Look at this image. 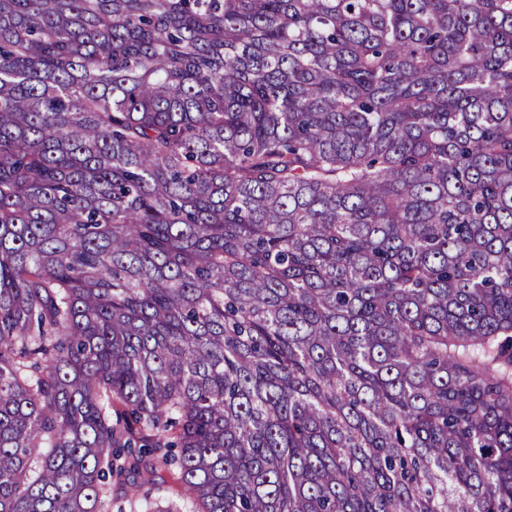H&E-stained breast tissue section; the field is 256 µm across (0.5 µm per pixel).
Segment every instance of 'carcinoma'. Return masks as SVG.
Returning a JSON list of instances; mask_svg holds the SVG:
<instances>
[{
  "instance_id": "1",
  "label": "carcinoma",
  "mask_w": 512,
  "mask_h": 512,
  "mask_svg": "<svg viewBox=\"0 0 512 512\" xmlns=\"http://www.w3.org/2000/svg\"><path fill=\"white\" fill-rule=\"evenodd\" d=\"M114 481L512 512V0H0V512Z\"/></svg>"
}]
</instances>
